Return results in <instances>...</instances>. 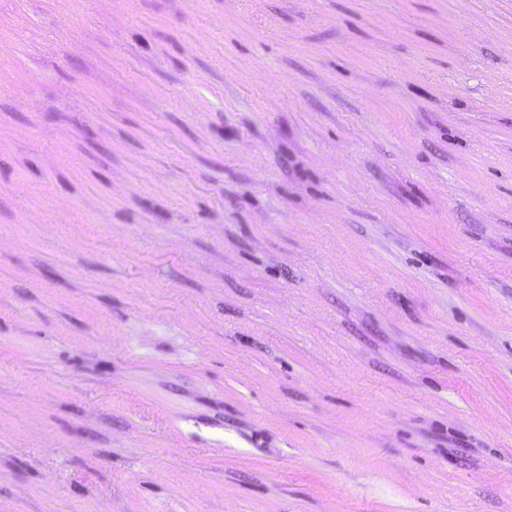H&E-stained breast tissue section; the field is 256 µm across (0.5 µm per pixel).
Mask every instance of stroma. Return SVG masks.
<instances>
[{"label": "stroma", "instance_id": "1", "mask_svg": "<svg viewBox=\"0 0 512 512\" xmlns=\"http://www.w3.org/2000/svg\"><path fill=\"white\" fill-rule=\"evenodd\" d=\"M0 512H512V0H0Z\"/></svg>", "mask_w": 512, "mask_h": 512}]
</instances>
